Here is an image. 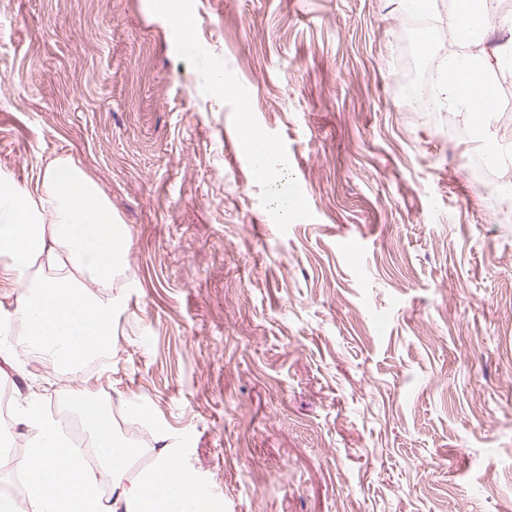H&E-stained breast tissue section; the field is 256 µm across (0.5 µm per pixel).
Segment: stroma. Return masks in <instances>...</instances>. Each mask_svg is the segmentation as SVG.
<instances>
[{
    "mask_svg": "<svg viewBox=\"0 0 512 512\" xmlns=\"http://www.w3.org/2000/svg\"><path fill=\"white\" fill-rule=\"evenodd\" d=\"M397 0H0V171L74 159L126 232L110 361L0 359L171 436L218 512H512V197L403 90ZM283 145L275 186L240 108ZM298 201L280 222L275 192Z\"/></svg>",
    "mask_w": 512,
    "mask_h": 512,
    "instance_id": "obj_1",
    "label": "stroma"
}]
</instances>
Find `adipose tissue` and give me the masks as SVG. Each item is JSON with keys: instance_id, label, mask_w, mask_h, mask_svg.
<instances>
[{"instance_id": "adipose-tissue-1", "label": "adipose tissue", "mask_w": 512, "mask_h": 512, "mask_svg": "<svg viewBox=\"0 0 512 512\" xmlns=\"http://www.w3.org/2000/svg\"><path fill=\"white\" fill-rule=\"evenodd\" d=\"M485 71L453 64L437 93L466 113L472 94L493 103L496 88ZM127 249L103 191L73 159L47 161L31 189L0 173V279L17 294L10 331L22 352L69 369L108 348L112 301L92 291L126 266ZM65 399L90 434L98 467L85 468L81 448L30 397L15 422L35 445L12 464L27 478L30 512H216L193 476L177 466L167 434L158 433L150 448L140 450L119 437L100 396L77 386ZM143 453L148 466L129 475L131 460ZM105 476L112 486L107 496L100 490Z\"/></svg>"}]
</instances>
